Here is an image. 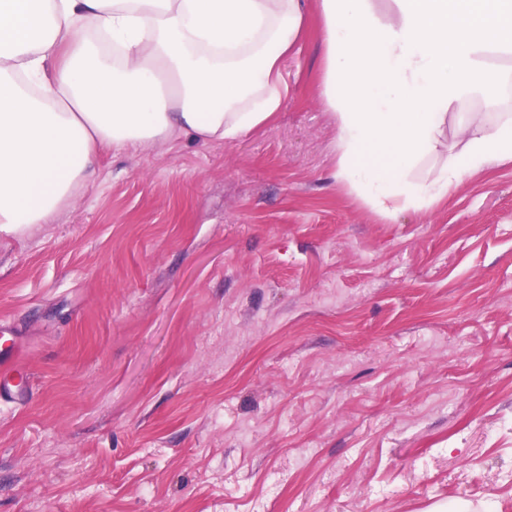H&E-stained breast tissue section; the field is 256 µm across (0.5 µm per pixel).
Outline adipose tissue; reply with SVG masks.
<instances>
[{
	"mask_svg": "<svg viewBox=\"0 0 512 512\" xmlns=\"http://www.w3.org/2000/svg\"><path fill=\"white\" fill-rule=\"evenodd\" d=\"M305 0H0V229L49 224L101 146L234 140L286 92ZM336 175L384 218L512 162V0H320ZM248 108H241L245 98ZM481 101L482 111L461 113ZM441 164L415 174L421 160Z\"/></svg>",
	"mask_w": 512,
	"mask_h": 512,
	"instance_id": "adipose-tissue-1",
	"label": "adipose tissue"
}]
</instances>
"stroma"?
Masks as SVG:
<instances>
[{
    "label": "stroma",
    "instance_id": "obj_1",
    "mask_svg": "<svg viewBox=\"0 0 512 512\" xmlns=\"http://www.w3.org/2000/svg\"><path fill=\"white\" fill-rule=\"evenodd\" d=\"M319 0L244 136L102 148L0 232V512H512V163L380 218L336 177ZM10 336H5V335ZM0 399L20 405L26 401L27 372L17 369L13 362L16 336L10 326L0 325Z\"/></svg>",
    "mask_w": 512,
    "mask_h": 512
}]
</instances>
